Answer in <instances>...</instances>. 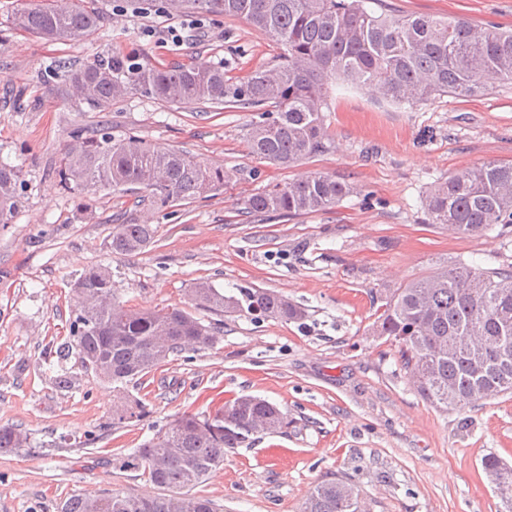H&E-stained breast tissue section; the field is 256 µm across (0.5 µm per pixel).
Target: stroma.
Segmentation results:
<instances>
[{
  "label": "stroma",
  "mask_w": 512,
  "mask_h": 512,
  "mask_svg": "<svg viewBox=\"0 0 512 512\" xmlns=\"http://www.w3.org/2000/svg\"><path fill=\"white\" fill-rule=\"evenodd\" d=\"M20 0H0V163L20 171L19 207L0 224V426L31 445L0 450V512H59L78 494L159 497L132 465L136 448L185 413L204 415L238 395L286 414L279 432L226 450L195 495L218 512H300L318 482L355 484L370 512H512L482 469L512 465V395L442 412L408 384L387 337L376 335L385 299L436 268L464 262L512 267V232L462 235L426 221L436 183L483 163L512 164V85L488 80L476 96L388 104L334 87L329 148L290 168L252 154L256 112L208 103L178 107L131 94L91 111L58 92L59 64L80 67L121 51L155 65L207 62L247 78L282 52L242 18L190 17L96 0L101 28L79 43L13 29ZM397 15L465 19L512 29V0H384ZM99 126L160 150H183L224 171L219 190L161 208L145 191L68 190L59 182L75 129ZM313 173L350 183L330 210L254 221L246 200L271 183ZM157 225L142 252H114L117 224ZM104 265L120 300L180 308L215 324L210 342L170 356L117 389L67 352L73 282ZM207 281L224 294L251 287L303 307L304 320L219 316L195 305ZM67 378L68 387L57 384ZM145 405L119 418L125 400Z\"/></svg>",
  "instance_id": "35a3bbf8"
}]
</instances>
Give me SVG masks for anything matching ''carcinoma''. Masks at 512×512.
<instances>
[{"mask_svg":"<svg viewBox=\"0 0 512 512\" xmlns=\"http://www.w3.org/2000/svg\"><path fill=\"white\" fill-rule=\"evenodd\" d=\"M172 15L243 17L283 46L274 63L242 81L208 63L158 66L114 52L79 68L56 71L92 111L128 94L169 105H247L260 113L248 140L252 153L289 167L327 149L324 108L329 87L341 82L373 88L393 103H423L436 95L472 97L484 78L512 84V31L424 15L394 16L365 7V0H165ZM103 16L91 0H39L16 9L10 24L47 41L81 42L99 30ZM80 148H67L59 170L69 189H144L161 207L196 199L224 185V171L184 151L157 150L134 136L117 138L107 127L87 135L74 132ZM20 173L0 165V221L18 204ZM353 192L327 175L273 184L252 194L246 213L310 214L331 209ZM433 224L468 235L512 226V166L482 164L434 185L424 199ZM151 224H117L112 250L133 256L154 239ZM80 297L70 333L83 367L96 377L126 385L137 381L186 344L205 345L211 327L178 309H144L112 304L99 309L100 296L115 297L105 266L91 267L74 283ZM197 304L215 313L260 315L285 321L306 317L305 309L274 291L244 287L226 295L208 282L192 291ZM512 270L465 263L445 266L414 280L386 298L377 328L395 343L402 369L417 394L443 411H465L501 394H512ZM477 333L483 352L441 349L450 336ZM286 424L282 410L243 395L225 402L213 418L182 415L134 453L148 479L169 491L166 497L120 494L73 495L61 512H216L211 500L190 489L224 463V450L274 433ZM30 445L14 425L0 426V448ZM488 477L509 465L498 456L482 459ZM360 493L343 480L316 484L301 512H358Z\"/></svg>","mask_w":512,"mask_h":512,"instance_id":"1","label":"carcinoma"}]
</instances>
